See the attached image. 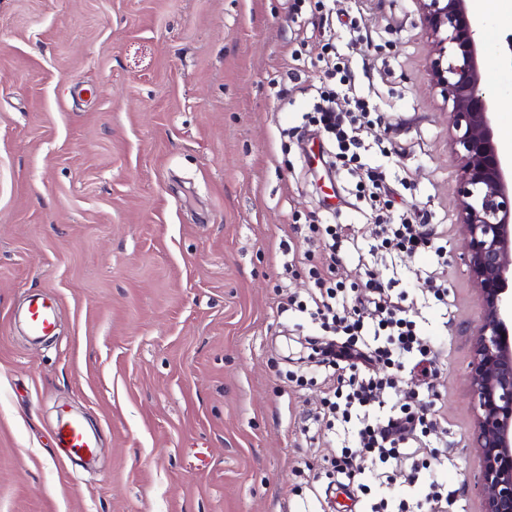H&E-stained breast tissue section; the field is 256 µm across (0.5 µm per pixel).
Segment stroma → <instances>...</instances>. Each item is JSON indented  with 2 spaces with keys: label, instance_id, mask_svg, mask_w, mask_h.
Returning <instances> with one entry per match:
<instances>
[{
  "label": "stroma",
  "instance_id": "stroma-1",
  "mask_svg": "<svg viewBox=\"0 0 512 512\" xmlns=\"http://www.w3.org/2000/svg\"><path fill=\"white\" fill-rule=\"evenodd\" d=\"M334 53L373 106L365 161L391 214L433 247L381 261L355 178L309 169L303 116ZM432 58L416 0H0V512H364L323 474L352 438L316 417L320 331L277 309L314 286L334 184L355 229L337 280H394L439 358V458L381 492L395 505L437 481L448 512H484L482 305ZM34 293L59 306L39 344L12 321ZM61 405L99 431L95 464L58 454Z\"/></svg>",
  "mask_w": 512,
  "mask_h": 512
}]
</instances>
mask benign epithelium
Returning <instances> with one entry per match:
<instances>
[{
    "mask_svg": "<svg viewBox=\"0 0 512 512\" xmlns=\"http://www.w3.org/2000/svg\"><path fill=\"white\" fill-rule=\"evenodd\" d=\"M451 102L468 267L482 303L469 374L484 512H512V159L494 139L498 100L482 79L480 23L467 0H417Z\"/></svg>",
    "mask_w": 512,
    "mask_h": 512,
    "instance_id": "7a95c632",
    "label": "benign epithelium"
}]
</instances>
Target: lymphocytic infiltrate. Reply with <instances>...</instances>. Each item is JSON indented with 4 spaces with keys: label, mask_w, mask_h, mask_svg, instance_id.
Listing matches in <instances>:
<instances>
[{
    "label": "lymphocytic infiltrate",
    "mask_w": 512,
    "mask_h": 512,
    "mask_svg": "<svg viewBox=\"0 0 512 512\" xmlns=\"http://www.w3.org/2000/svg\"><path fill=\"white\" fill-rule=\"evenodd\" d=\"M348 90L320 91L314 106L315 123L321 135L348 164L350 175L361 170V154L366 147L361 137V118L368 111L363 98H355L352 108H340ZM428 238L402 213L383 224L375 248L382 255L412 253L428 245ZM334 267L317 273L316 289L308 301L287 298L288 308L308 314L330 335L329 365L323 412L332 419L352 424L356 452H343L331 460L333 471L348 481H361L372 472L378 483H387V469L393 464L416 460L424 449L427 433L425 407H400L385 419L373 416L382 406L387 389L405 372L416 373L423 384L437 377L436 360L427 338L423 337L408 309L395 298L388 284L369 275L365 289L349 292L334 278ZM383 361L387 374L370 371L373 360Z\"/></svg>",
    "instance_id": "lymphocytic-infiltrate-1"
}]
</instances>
